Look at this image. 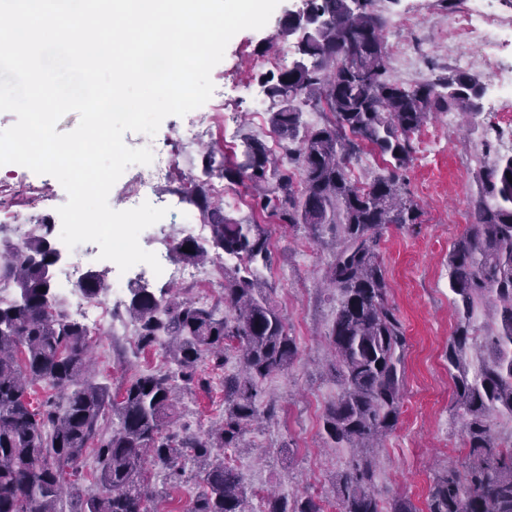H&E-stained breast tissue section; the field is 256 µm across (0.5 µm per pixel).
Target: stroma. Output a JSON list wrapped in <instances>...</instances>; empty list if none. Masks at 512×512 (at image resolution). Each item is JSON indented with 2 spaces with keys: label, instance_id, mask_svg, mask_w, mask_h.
Masks as SVG:
<instances>
[{
  "label": "stroma",
  "instance_id": "stroma-1",
  "mask_svg": "<svg viewBox=\"0 0 512 512\" xmlns=\"http://www.w3.org/2000/svg\"><path fill=\"white\" fill-rule=\"evenodd\" d=\"M303 0H280L265 27L238 32L228 43L223 60L214 67L211 79L217 92L202 107L220 113V121L203 127L196 140L181 138L182 118L164 119L154 140L166 144L174 171L197 175L202 150L218 141L221 128L234 136L268 128L267 115L253 112L250 94L261 79L273 72L274 61L288 45L275 35L284 16L302 8ZM466 6V0H378L376 8L387 19L386 46L401 42L423 48L424 57L415 73L392 71L394 80L420 83L455 70L454 55H469L467 69L478 74L485 91L481 110L472 116L460 112L435 113L414 137V161L406 173L407 188L423 208L421 224L407 229L390 228L380 246L387 272L389 302L404 324L409 342L406 388L396 429L378 448L380 461L377 484L381 490L407 495L417 512H426V500L435 472L446 466L463 468L468 449L461 422L451 405L454 384L448 374L445 352L457 319L448 284V254L454 242L473 221L471 201L478 192L484 161L501 152L499 139L506 112L494 101L497 72L487 69L479 49L462 50L449 42L448 22ZM419 19L415 29L399 24L402 16ZM1 185L32 184L48 195V202L28 210L29 218H48L59 225V206L67 200L61 184L52 176L0 166ZM169 181L157 186L160 200L168 204L167 221L145 229L140 244L154 251L160 239L181 237L186 222H198L196 208L183 203L169 191ZM273 264L264 278L271 298L284 315L290 336L298 347V358L285 373L263 380L262 401L275 406V414L260 428L248 431L231 459L254 494L252 505L261 508L262 496L274 492L327 495L330 479L342 470L353 454L349 448H332L326 442L322 416L336 399L340 388L328 371L330 347L326 333L332 323L337 297L325 287L331 250L294 231L268 224ZM200 281L162 280L145 274L141 283L153 289L169 286L181 299L208 306H222L224 276L218 264L200 267ZM99 381L109 384L113 398H120L126 383L135 375L162 369L163 345L137 352L133 337L89 335ZM236 355H229L223 368L201 361V385L179 390L176 431L204 434L224 412L225 373L238 371Z\"/></svg>",
  "mask_w": 512,
  "mask_h": 512
}]
</instances>
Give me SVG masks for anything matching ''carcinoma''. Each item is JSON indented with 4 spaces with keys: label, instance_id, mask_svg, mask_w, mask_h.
<instances>
[{
    "label": "carcinoma",
    "instance_id": "carcinoma-1",
    "mask_svg": "<svg viewBox=\"0 0 512 512\" xmlns=\"http://www.w3.org/2000/svg\"><path fill=\"white\" fill-rule=\"evenodd\" d=\"M376 2L305 0L316 22L294 43L299 59L265 80L268 123L285 153L273 152L260 135H246L240 158L228 160L210 146L203 178L173 180L170 192L194 206L210 231L203 240L187 234L174 241L175 257L198 265L232 260L223 268L227 313L221 316L168 288L130 284L125 311L137 345L152 348L166 337L173 370L142 374L120 400L112 399L93 374L87 328L70 319L53 292L50 221L30 223L21 247L0 243V286L16 289L13 298H0V512H149L155 494L147 465L164 469L176 484L187 462L202 482L187 512H255L245 479L225 452L272 416V408L260 404L258 382L288 371L298 349L261 279L260 269L272 260L267 231L255 219L228 215L224 197L210 187L213 178L245 185L253 212L333 246L327 288L340 300L328 340L340 393L323 413V429L332 445L355 449L333 478L336 512H417L410 498L385 497L377 487L374 448L399 422L408 351L403 323L388 302L379 247L390 226L422 223L423 209L401 178L413 162L414 136L434 112H479L483 84L467 71L415 84L392 79L386 19ZM304 105L322 107L325 121L304 123ZM363 144L378 151L387 170L360 186L350 167ZM509 172L512 154L483 167L474 223L448 255L457 324L446 358L452 409L469 454L464 471L448 467L435 474L427 512H512V440L501 438L490 421L493 414L512 419ZM105 285V274L95 272L81 290L94 300ZM477 309L489 311L494 330L484 337L483 361L472 373L467 348ZM230 351L241 369L224 377L221 421L201 436L171 430L176 389L198 381L203 355L222 368ZM38 385L58 396L33 401ZM88 450L96 468L86 489L75 476ZM261 512H322V506L310 494H270Z\"/></svg>",
    "mask_w": 512,
    "mask_h": 512
}]
</instances>
